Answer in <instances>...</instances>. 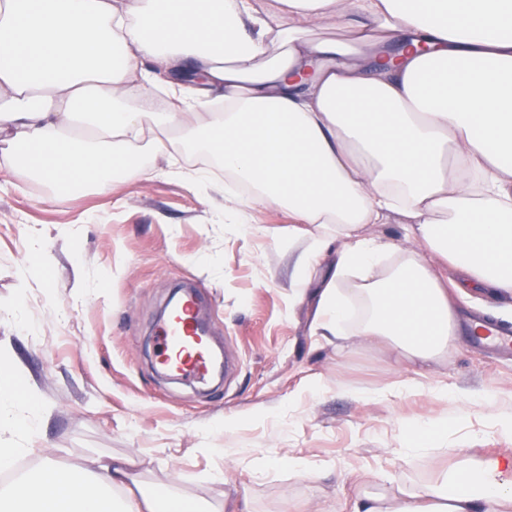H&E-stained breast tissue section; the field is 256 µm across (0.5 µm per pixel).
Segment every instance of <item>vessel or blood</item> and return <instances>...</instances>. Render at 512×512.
I'll return each instance as SVG.
<instances>
[{"instance_id":"b4317fda","label":"vessel or blood","mask_w":512,"mask_h":512,"mask_svg":"<svg viewBox=\"0 0 512 512\" xmlns=\"http://www.w3.org/2000/svg\"><path fill=\"white\" fill-rule=\"evenodd\" d=\"M197 317L195 301L175 309L164 332L157 338V349L161 364L173 375L202 382L210 373L211 360L208 343L195 334ZM476 341L493 352L512 353V332L497 325L484 324Z\"/></svg>"}]
</instances>
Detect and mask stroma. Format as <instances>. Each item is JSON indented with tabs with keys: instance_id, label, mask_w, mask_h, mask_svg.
Returning a JSON list of instances; mask_svg holds the SVG:
<instances>
[{
	"instance_id": "1",
	"label": "stroma",
	"mask_w": 512,
	"mask_h": 512,
	"mask_svg": "<svg viewBox=\"0 0 512 512\" xmlns=\"http://www.w3.org/2000/svg\"><path fill=\"white\" fill-rule=\"evenodd\" d=\"M180 176L122 182L112 195L61 197L25 169L0 165V365L21 366L47 412L33 454L66 468L127 457L139 489L211 503L247 494L252 512H353L358 494L412 491L458 456L512 449L485 414L461 415L440 389L497 398L512 412V359L495 361L458 335L447 362L426 376L391 365L350 338L345 357L311 334V298L295 301L294 257L305 237L262 235L287 212L258 208L228 224ZM45 233L49 284L19 290L31 229ZM200 294L211 340L232 362L209 386L167 379L155 353L157 317L172 289ZM422 387L383 394L391 382ZM233 412L244 423L225 431ZM447 417L426 450L398 451L409 425ZM232 456H223V449ZM311 470L299 477L285 458Z\"/></svg>"
}]
</instances>
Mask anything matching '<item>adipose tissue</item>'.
Returning a JSON list of instances; mask_svg holds the SVG:
<instances>
[{
  "instance_id": "obj_1",
  "label": "adipose tissue",
  "mask_w": 512,
  "mask_h": 512,
  "mask_svg": "<svg viewBox=\"0 0 512 512\" xmlns=\"http://www.w3.org/2000/svg\"><path fill=\"white\" fill-rule=\"evenodd\" d=\"M331 23L339 37L317 31ZM201 85L165 111L131 106L151 63ZM204 142L227 184L224 218L284 207L308 249L303 299L324 244L338 242L313 335L383 347L397 365L447 361L452 290L512 299V0H0V161L61 195L150 176L136 143L169 157ZM402 218L421 251L392 253L368 224ZM0 427L34 435V394L0 384ZM131 463L43 461L0 512H250L134 494ZM356 512H512V455L468 456L420 490L366 495Z\"/></svg>"
}]
</instances>
